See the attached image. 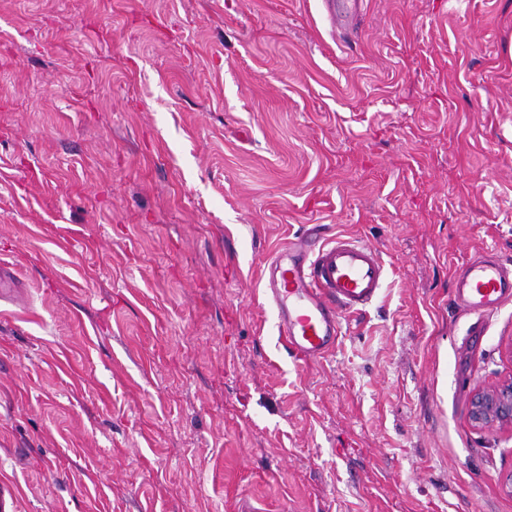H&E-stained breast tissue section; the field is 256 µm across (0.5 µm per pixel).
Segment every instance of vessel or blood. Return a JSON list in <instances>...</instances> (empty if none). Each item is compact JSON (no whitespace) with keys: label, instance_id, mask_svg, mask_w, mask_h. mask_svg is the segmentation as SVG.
<instances>
[{"label":"vessel or blood","instance_id":"b4317fda","mask_svg":"<svg viewBox=\"0 0 512 512\" xmlns=\"http://www.w3.org/2000/svg\"><path fill=\"white\" fill-rule=\"evenodd\" d=\"M323 3L337 32L348 34L358 0ZM386 277L376 248L355 238L325 242L313 227L267 262L263 288L289 353L311 360L333 350L344 322L379 296ZM454 296L477 316L512 303V261L490 248L476 252L456 272Z\"/></svg>","mask_w":512,"mask_h":512}]
</instances>
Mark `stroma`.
<instances>
[{
	"instance_id": "obj_1",
	"label": "stroma",
	"mask_w": 512,
	"mask_h": 512,
	"mask_svg": "<svg viewBox=\"0 0 512 512\" xmlns=\"http://www.w3.org/2000/svg\"><path fill=\"white\" fill-rule=\"evenodd\" d=\"M387 267L324 359L265 259ZM512 0H0V485L15 512H512ZM328 15L336 27V32L347 35L353 27L358 13L357 0H323ZM453 290L457 302L478 317L512 303V262L482 249L455 273ZM470 419L480 430L512 431V373L475 391Z\"/></svg>"
}]
</instances>
